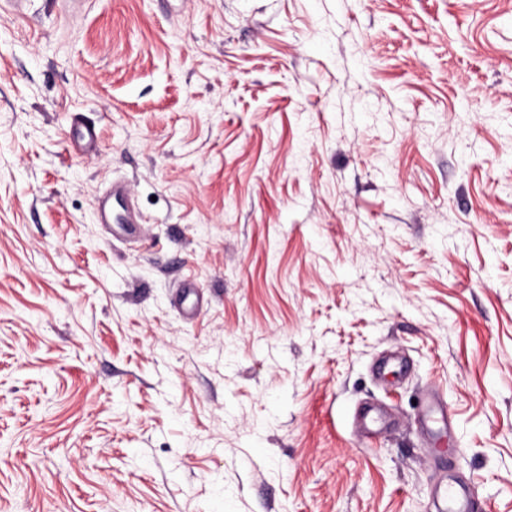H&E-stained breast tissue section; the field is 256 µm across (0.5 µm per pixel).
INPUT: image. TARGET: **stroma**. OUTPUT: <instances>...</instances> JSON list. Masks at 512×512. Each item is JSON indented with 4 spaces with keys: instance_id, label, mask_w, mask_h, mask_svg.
Here are the masks:
<instances>
[{
    "instance_id": "stroma-1",
    "label": "stroma",
    "mask_w": 512,
    "mask_h": 512,
    "mask_svg": "<svg viewBox=\"0 0 512 512\" xmlns=\"http://www.w3.org/2000/svg\"><path fill=\"white\" fill-rule=\"evenodd\" d=\"M452 478L512 512V0L0 8V512H435ZM121 201V206H119V210H116L114 207V203H119ZM100 206H102V218L104 224H113L117 228L125 231H130L131 233H140L141 228L135 227L136 224H139L135 219V216L132 212L131 208V198L128 191V187L123 182H115L112 185V206H108L107 202L103 201L99 202Z\"/></svg>"
}]
</instances>
